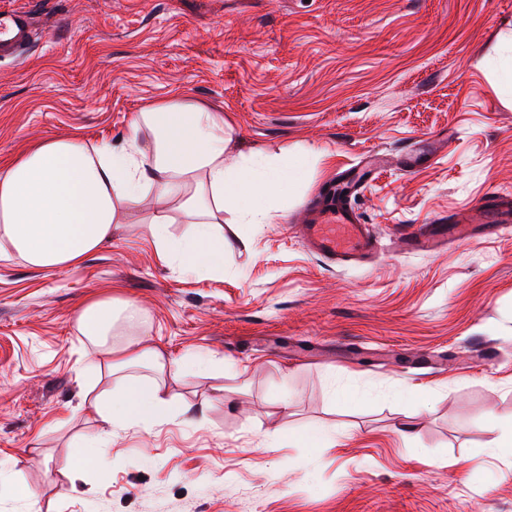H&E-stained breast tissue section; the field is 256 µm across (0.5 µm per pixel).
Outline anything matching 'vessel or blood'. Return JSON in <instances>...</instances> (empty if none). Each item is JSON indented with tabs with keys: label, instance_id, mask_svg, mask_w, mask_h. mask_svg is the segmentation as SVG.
Instances as JSON below:
<instances>
[{
	"label": "vessel or blood",
	"instance_id": "b4317fda",
	"mask_svg": "<svg viewBox=\"0 0 512 512\" xmlns=\"http://www.w3.org/2000/svg\"><path fill=\"white\" fill-rule=\"evenodd\" d=\"M33 23L25 13L0 16V55L20 51ZM360 181L358 169H349L309 202L305 221L295 232L312 253L346 263H363L378 253L379 242L353 203ZM511 232L512 194L492 190L473 207L434 216L403 233L401 246L409 253L428 254L451 243Z\"/></svg>",
	"mask_w": 512,
	"mask_h": 512
}]
</instances>
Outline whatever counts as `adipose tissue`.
Masks as SVG:
<instances>
[{"mask_svg":"<svg viewBox=\"0 0 512 512\" xmlns=\"http://www.w3.org/2000/svg\"><path fill=\"white\" fill-rule=\"evenodd\" d=\"M226 126L223 108L175 90L144 106L120 146L36 142L0 173V243L12 258L53 269L109 242L113 225L144 224L163 262L185 272L223 273L224 239L215 227L225 210L247 224L266 223L270 203L304 176L296 157L230 163ZM177 217L191 226L180 238L168 231ZM142 326L132 302L114 299L88 304L79 318L87 341L112 355V392L93 402L102 429L78 444L79 455L100 467L113 430L192 421L190 407L164 398L165 381L211 366L200 356L176 364L162 350L127 338L128 329Z\"/></svg>","mask_w":512,"mask_h":512,"instance_id":"adipose-tissue-1","label":"adipose tissue"}]
</instances>
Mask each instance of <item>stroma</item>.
<instances>
[{
  "label": "stroma",
  "mask_w": 512,
  "mask_h": 512,
  "mask_svg": "<svg viewBox=\"0 0 512 512\" xmlns=\"http://www.w3.org/2000/svg\"><path fill=\"white\" fill-rule=\"evenodd\" d=\"M13 12L45 29L0 58V171L45 138L118 144L174 90L223 105L232 151L308 166L269 223L225 212L220 275L162 263L144 224L64 268L0 258V512H512V453L486 428L512 423V234L400 248L512 193V0H0ZM448 130L429 166L362 188L370 261L290 234L367 152ZM102 297L135 303L143 344L212 361L166 382L203 420L116 430L103 473L75 450L112 389L78 331Z\"/></svg>",
  "instance_id": "stroma-1"
}]
</instances>
